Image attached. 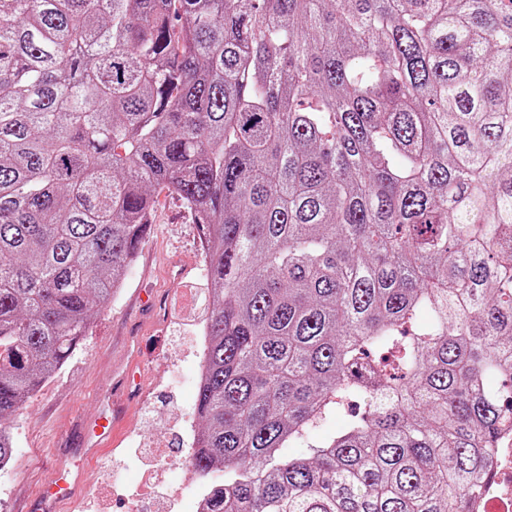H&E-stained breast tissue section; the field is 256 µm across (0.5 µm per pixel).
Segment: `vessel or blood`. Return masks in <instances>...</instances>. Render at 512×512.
Here are the masks:
<instances>
[{"label":"vessel or blood","instance_id":"1","mask_svg":"<svg viewBox=\"0 0 512 512\" xmlns=\"http://www.w3.org/2000/svg\"><path fill=\"white\" fill-rule=\"evenodd\" d=\"M115 426V418L108 414L94 423L87 432L83 448L55 467L40 490L37 505L45 507L47 512H65L68 504L85 493L86 465L108 447Z\"/></svg>","mask_w":512,"mask_h":512}]
</instances>
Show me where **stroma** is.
Segmentation results:
<instances>
[{"mask_svg": "<svg viewBox=\"0 0 512 512\" xmlns=\"http://www.w3.org/2000/svg\"><path fill=\"white\" fill-rule=\"evenodd\" d=\"M204 270L198 225L176 196L160 193L122 288L94 313L89 336L69 361L11 420L14 456L0 471V512H31L39 484L79 447L81 423L111 408L120 410V422L111 446L91 463L90 489L74 512H125L127 494L152 472L125 441L133 430L165 445V485L180 487L185 427L197 419Z\"/></svg>", "mask_w": 512, "mask_h": 512, "instance_id": "obj_1", "label": "stroma"}]
</instances>
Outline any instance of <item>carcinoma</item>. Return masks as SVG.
Returning <instances> with one entry per match:
<instances>
[{
    "label": "carcinoma",
    "mask_w": 512,
    "mask_h": 512,
    "mask_svg": "<svg viewBox=\"0 0 512 512\" xmlns=\"http://www.w3.org/2000/svg\"><path fill=\"white\" fill-rule=\"evenodd\" d=\"M161 191L206 244L207 512H469L512 422V0H0V466Z\"/></svg>",
    "instance_id": "cac0c4a2"
}]
</instances>
